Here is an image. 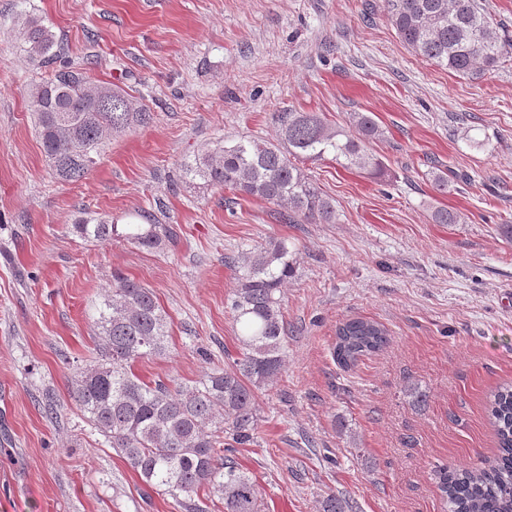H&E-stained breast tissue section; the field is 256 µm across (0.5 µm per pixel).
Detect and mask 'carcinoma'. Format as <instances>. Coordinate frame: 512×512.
Returning <instances> with one entry per match:
<instances>
[{"label":"carcinoma","mask_w":512,"mask_h":512,"mask_svg":"<svg viewBox=\"0 0 512 512\" xmlns=\"http://www.w3.org/2000/svg\"><path fill=\"white\" fill-rule=\"evenodd\" d=\"M399 39L415 54L448 72L468 76L498 66L512 43L479 0H386ZM29 61L54 63L55 35L44 21L22 13L16 30ZM35 132L55 179L82 181L112 137L152 120L143 103L112 83L93 80L68 62L31 83ZM280 139L220 142L185 165L182 179L219 185L282 208L289 224H333L336 208L301 164L331 158L371 176L384 163L370 143L382 132L368 113L352 116L354 131L327 125L316 112H278ZM73 231L85 239L121 236L142 247L162 242L157 224L80 220ZM237 288L230 309L242 344L233 365L214 369L190 388L146 382L133 370L139 359L165 352L167 315L152 289L123 274L96 307V364L80 371L72 394L90 424L149 488L184 512H205L200 501L218 499L224 512H261L255 480L221 456L224 439L254 442L256 394L273 385L285 363L286 323L281 288L296 258L282 241H271L231 260ZM387 330L357 318L336 328L333 358L347 368L378 351ZM497 454L486 467L440 470L448 512H512V385L496 390L489 404Z\"/></svg>","instance_id":"obj_1"}]
</instances>
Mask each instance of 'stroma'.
Returning a JSON list of instances; mask_svg holds the SVG:
<instances>
[{
	"instance_id": "35a3bbf8",
	"label": "stroma",
	"mask_w": 512,
	"mask_h": 512,
	"mask_svg": "<svg viewBox=\"0 0 512 512\" xmlns=\"http://www.w3.org/2000/svg\"><path fill=\"white\" fill-rule=\"evenodd\" d=\"M385 0H0V512H181L147 489L76 406L93 365L94 307L112 274L151 288L168 315L147 382L190 387L239 357L227 264L269 241L296 254L281 292L284 369L259 391L253 444L232 458L262 512H443L438 467L492 460L488 400L512 384V53L462 77L405 47ZM41 15L62 58L140 97L153 122L113 138L82 182L53 178L28 107L42 75L13 30ZM316 112L383 131L373 178L331 160L309 173L332 224H285L276 205L188 184L218 141L279 139L276 113ZM448 171L447 192L429 172ZM457 212L438 224L436 210ZM160 224L146 248L84 239L79 220ZM381 323L388 344L343 369L337 325ZM426 392L422 404L407 391Z\"/></svg>"
}]
</instances>
